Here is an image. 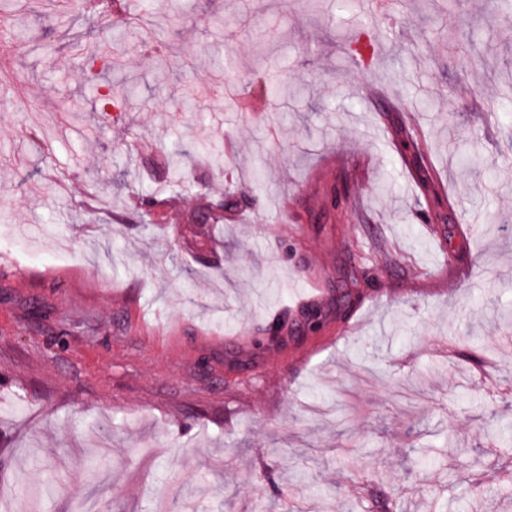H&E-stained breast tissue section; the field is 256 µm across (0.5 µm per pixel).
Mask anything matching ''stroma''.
I'll use <instances>...</instances> for the list:
<instances>
[{
    "instance_id": "35a3bbf8",
    "label": "stroma",
    "mask_w": 512,
    "mask_h": 512,
    "mask_svg": "<svg viewBox=\"0 0 512 512\" xmlns=\"http://www.w3.org/2000/svg\"><path fill=\"white\" fill-rule=\"evenodd\" d=\"M1 6L0 512H512V14L166 0L92 67L125 13Z\"/></svg>"
}]
</instances>
